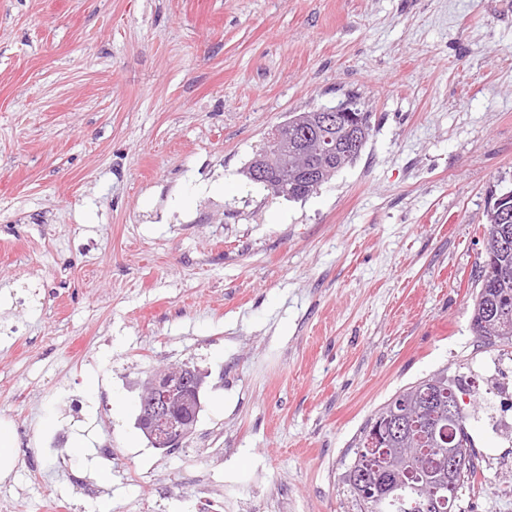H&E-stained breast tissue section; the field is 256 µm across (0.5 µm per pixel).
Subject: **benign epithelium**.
<instances>
[{"instance_id":"7a95c632","label":"benign epithelium","mask_w":512,"mask_h":512,"mask_svg":"<svg viewBox=\"0 0 512 512\" xmlns=\"http://www.w3.org/2000/svg\"><path fill=\"white\" fill-rule=\"evenodd\" d=\"M365 135L363 115H355L343 107L322 108L289 119L271 133L269 144L276 148L290 145L324 159L334 157L336 168L340 169L359 155ZM247 175L266 183L275 192L288 182V171L269 167L263 155L250 163ZM326 177L327 171L321 167L302 170V195H310ZM205 378L206 374L195 368L173 366L159 372L147 383L146 395L139 401L137 425L155 447L178 448L189 435L201 409L200 394ZM456 419V410L448 406V422L438 429L442 439L448 442L441 457L448 470V479L439 484L444 491L455 487L465 467V458L455 443L453 423Z\"/></svg>"}]
</instances>
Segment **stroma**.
<instances>
[{"instance_id": "obj_1", "label": "stroma", "mask_w": 512, "mask_h": 512, "mask_svg": "<svg viewBox=\"0 0 512 512\" xmlns=\"http://www.w3.org/2000/svg\"><path fill=\"white\" fill-rule=\"evenodd\" d=\"M339 106L372 130L315 193L244 176L273 127ZM510 187L512 0H0V498L357 512L343 476L375 410L443 368L487 399L512 384V344L471 326ZM170 364L206 378L165 451L136 418ZM469 431L488 467L457 507L512 512L503 445Z\"/></svg>"}]
</instances>
